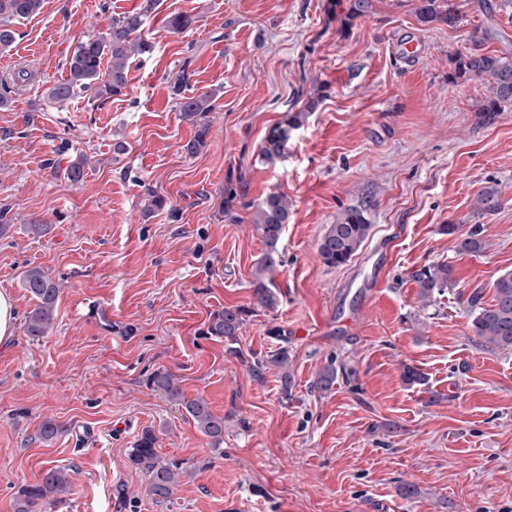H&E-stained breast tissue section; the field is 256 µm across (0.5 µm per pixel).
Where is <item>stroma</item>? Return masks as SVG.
<instances>
[{"label": "stroma", "mask_w": 512, "mask_h": 512, "mask_svg": "<svg viewBox=\"0 0 512 512\" xmlns=\"http://www.w3.org/2000/svg\"><path fill=\"white\" fill-rule=\"evenodd\" d=\"M454 3L451 29L420 24L416 0H372L348 26L351 0H161L142 26L152 52L103 104L48 91L77 44L141 0H44L14 23L0 51V78L17 81L0 107V290L17 306L0 346V512L50 465L73 485L44 512H512V351L486 350L471 329L472 296L490 303L512 270V106L481 123L487 82L448 79L471 41L512 56V0ZM176 13L193 29L173 33ZM403 34L428 48L417 65L395 51ZM185 67L193 91L213 97L195 156L171 94ZM302 91L320 93L316 110L283 160L261 162L266 129ZM230 181L241 202L228 216ZM490 185L501 206L482 216L474 199ZM271 192L292 203L273 313L254 305L264 244L247 207ZM365 202L370 236L347 265L326 266V225ZM444 224L479 226L486 250L460 253ZM444 260L457 284L421 308L405 272ZM29 266L62 286L55 326L37 340ZM224 307L248 312L232 345L208 333ZM281 347L286 395L274 367L254 369ZM330 361L336 382L318 390ZM407 365L425 384L405 383ZM159 368L223 417L222 447L150 387ZM48 419L59 433L46 443ZM146 429L183 471L165 503L129 460Z\"/></svg>", "instance_id": "stroma-1"}]
</instances>
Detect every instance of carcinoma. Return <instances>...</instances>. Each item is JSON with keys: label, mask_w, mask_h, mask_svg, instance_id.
<instances>
[{"label": "carcinoma", "mask_w": 512, "mask_h": 512, "mask_svg": "<svg viewBox=\"0 0 512 512\" xmlns=\"http://www.w3.org/2000/svg\"><path fill=\"white\" fill-rule=\"evenodd\" d=\"M159 0H143L140 11L112 20L107 32L79 43L68 58L67 77L49 91L50 99L65 102L76 95H90V99L107 101L123 94L127 87L130 60L151 51V44L140 37L143 18L156 11ZM43 0H0V49L12 45L15 32L11 25L24 18L37 15ZM418 21L424 25L442 23L455 28L460 23L459 11L452 3L440 4L438 0H419L416 9ZM196 23L189 14H176L168 18L169 27L176 33L191 29ZM108 61L107 70H102L103 61ZM454 66L452 81L464 79H487L491 94L478 108L479 119L492 122L504 106L512 104V58L489 54L480 45L473 44L455 52L450 57ZM172 93L178 101L181 116L195 128L193 139L184 145L190 155L202 152L210 130L207 114L213 110L212 97L197 94L190 89L186 72L176 78ZM320 97L310 96L302 107L286 111L280 121L265 131L260 148V159L266 164H275L288 150L293 131L304 125L313 112ZM500 206L497 189L488 186L475 200V211L485 215L495 212ZM253 224L265 245V252L254 270V298L256 305L273 312L280 304L275 291L272 273L280 261L278 245L287 224L291 207L288 197L279 192H270L253 205ZM373 224L364 206L349 207L342 211L336 223L326 226L318 244V256L328 267L336 268L348 264L362 244L367 240ZM441 231L458 236L461 253H480L485 243L480 228L473 227L462 232L456 224H444ZM407 278L418 288L421 308L433 305L435 295H441L456 285V269L448 261H436L412 269ZM22 286L30 293L35 304L26 315V332L33 338L48 335L55 324L61 288L57 281L40 267H30L22 273ZM493 299L487 304L472 299L474 317L471 329L478 343L489 350H512V271L500 274L493 282ZM245 312L239 308L224 307L211 314L208 333L228 342H235L245 322ZM269 363L281 373L283 391H288V350L279 349L270 354ZM149 384L169 399L178 403L194 421L196 428L213 447L224 443V418L215 415L202 398L184 397L175 376L167 369L154 371ZM156 436L153 430H143L129 453L130 461L146 476V492L156 502L172 498L179 482L178 464L161 459L155 449ZM72 479L69 470L60 466L48 467L42 481L23 484L15 493L14 512H41L45 503L63 501V495L71 491Z\"/></svg>", "instance_id": "carcinoma-1"}]
</instances>
